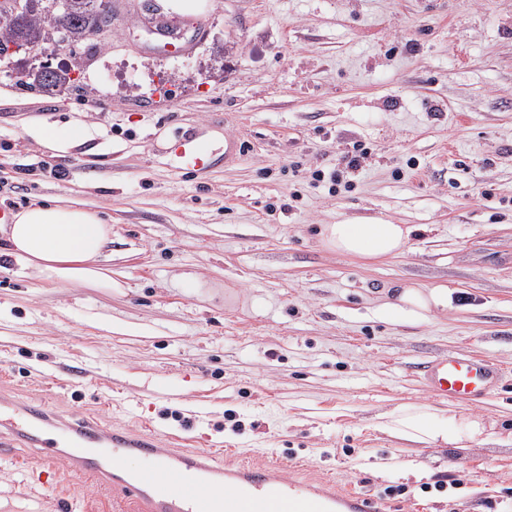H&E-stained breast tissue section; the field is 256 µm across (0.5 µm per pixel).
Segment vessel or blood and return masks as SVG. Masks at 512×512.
Here are the masks:
<instances>
[{"mask_svg":"<svg viewBox=\"0 0 512 512\" xmlns=\"http://www.w3.org/2000/svg\"><path fill=\"white\" fill-rule=\"evenodd\" d=\"M172 151L183 168L200 171L210 162L192 136L177 140ZM420 379L431 394L477 403L499 389L503 373L486 358L448 355L427 362ZM18 443L33 449L45 470L61 465L82 472L142 512H378L365 496L290 478L275 464H214L206 451L173 447L154 431L76 425L0 398V456ZM133 458L140 461L134 469Z\"/></svg>","mask_w":512,"mask_h":512,"instance_id":"vessel-or-blood-1","label":"vessel or blood"}]
</instances>
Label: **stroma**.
Listing matches in <instances>:
<instances>
[{
  "mask_svg": "<svg viewBox=\"0 0 512 512\" xmlns=\"http://www.w3.org/2000/svg\"><path fill=\"white\" fill-rule=\"evenodd\" d=\"M197 4L163 11L183 55L143 0H112L105 41L11 55L20 71L80 62L75 88L0 71V208L62 198L112 226L111 290L0 272V392L199 438L381 512H512V0ZM73 126L78 141L42 145L45 128ZM187 132L205 170L170 152ZM228 139L243 156H225ZM356 145L361 169L339 167ZM370 220L412 227L403 253L357 260L320 239ZM407 284L448 301L408 319L392 305ZM448 354L509 379L482 403L444 402L417 368ZM406 404L447 405L489 436L409 447L378 429ZM35 464L23 447L0 459V512H130L80 474L33 481Z\"/></svg>",
  "mask_w": 512,
  "mask_h": 512,
  "instance_id": "obj_1",
  "label": "stroma"
}]
</instances>
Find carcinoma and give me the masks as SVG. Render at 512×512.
Returning <instances> with one entry per match:
<instances>
[{
    "label": "carcinoma",
    "mask_w": 512,
    "mask_h": 512,
    "mask_svg": "<svg viewBox=\"0 0 512 512\" xmlns=\"http://www.w3.org/2000/svg\"><path fill=\"white\" fill-rule=\"evenodd\" d=\"M21 8L9 18H0V48L10 44L38 51L65 42L79 45L93 35L103 5L109 0H20ZM70 68H57L46 75L28 72L22 84L50 93L70 86Z\"/></svg>",
    "instance_id": "1"
}]
</instances>
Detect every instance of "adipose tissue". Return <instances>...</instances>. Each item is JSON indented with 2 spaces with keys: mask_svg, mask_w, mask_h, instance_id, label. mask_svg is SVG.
<instances>
[{
  "mask_svg": "<svg viewBox=\"0 0 512 512\" xmlns=\"http://www.w3.org/2000/svg\"><path fill=\"white\" fill-rule=\"evenodd\" d=\"M410 227L383 221L327 224L324 246L361 260H380L405 248ZM5 254L21 268L36 271L50 282L108 288L112 273L102 258L112 241V226L98 212L51 199L18 212L14 223L0 230ZM380 429L390 437L417 445H459L484 435L480 419L460 421L447 409L404 405L384 415Z\"/></svg>",
  "mask_w": 512,
  "mask_h": 512,
  "instance_id": "ef3b65f1",
  "label": "adipose tissue"
}]
</instances>
